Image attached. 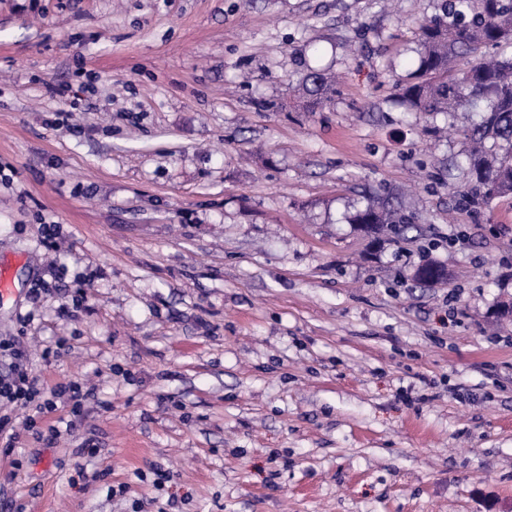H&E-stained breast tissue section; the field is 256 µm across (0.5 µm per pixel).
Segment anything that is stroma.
<instances>
[{
  "instance_id": "obj_1",
  "label": "stroma",
  "mask_w": 512,
  "mask_h": 512,
  "mask_svg": "<svg viewBox=\"0 0 512 512\" xmlns=\"http://www.w3.org/2000/svg\"><path fill=\"white\" fill-rule=\"evenodd\" d=\"M437 7L0 0V339L94 393L0 512H512V197L448 190L475 113L396 101ZM383 201L415 237L353 224ZM335 76L321 71L309 73L298 86V93L309 99L312 104H319L328 99V94L334 92ZM323 100V101H322Z\"/></svg>"
}]
</instances>
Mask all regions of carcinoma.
<instances>
[{
    "label": "carcinoma",
    "mask_w": 512,
    "mask_h": 512,
    "mask_svg": "<svg viewBox=\"0 0 512 512\" xmlns=\"http://www.w3.org/2000/svg\"><path fill=\"white\" fill-rule=\"evenodd\" d=\"M512 47V0H441L440 12L419 28V55L413 80L397 85L412 112L448 115L467 107L480 120L464 131L470 143L464 185L452 188L462 203L478 211L496 197L512 195V55L486 53L488 47ZM466 66L455 70L456 64ZM336 78L309 73L298 86L302 97L319 104L334 92ZM353 223L369 235L412 229L388 207L368 206ZM444 266L425 259L412 278L436 284Z\"/></svg>",
    "instance_id": "obj_1"
}]
</instances>
